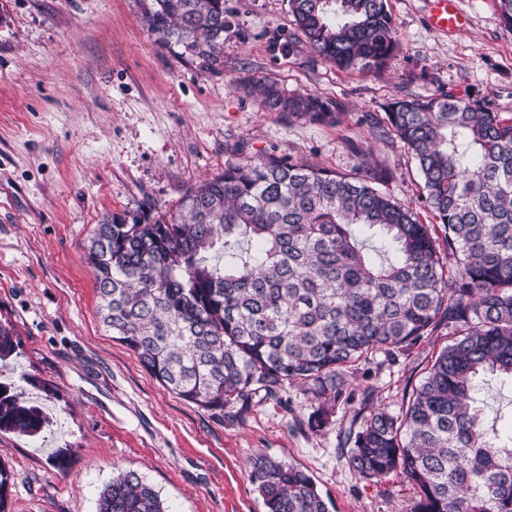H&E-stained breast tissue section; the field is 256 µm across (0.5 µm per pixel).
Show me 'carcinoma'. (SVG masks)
I'll list each match as a JSON object with an SVG mask.
<instances>
[{"instance_id":"1","label":"carcinoma","mask_w":512,"mask_h":512,"mask_svg":"<svg viewBox=\"0 0 512 512\" xmlns=\"http://www.w3.org/2000/svg\"><path fill=\"white\" fill-rule=\"evenodd\" d=\"M139 3L158 42L221 72L224 0ZM288 5L295 42L339 69L377 72L399 47L386 0ZM243 89L290 120L339 119V105L315 94L263 80ZM385 123L417 162L443 236L380 189L390 170L355 144L348 174L287 155L230 162L170 215L149 205L95 226L84 256L100 319L164 388L207 410L305 386L313 432L353 398L345 374L355 363L392 359L446 326L451 343L399 413L374 408L348 434L347 464L365 478L403 475L416 490L411 512H512V429L498 431L501 414L475 390L487 373L512 389V119L448 91L388 103ZM365 231L386 257L368 253ZM18 349L0 323V365ZM49 424L0 385V432L35 437ZM249 480L266 512H329L295 466L258 455ZM98 512L167 510L129 471L102 490Z\"/></svg>"}]
</instances>
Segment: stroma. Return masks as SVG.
Returning a JSON list of instances; mask_svg holds the SVG:
<instances>
[{
	"mask_svg": "<svg viewBox=\"0 0 512 512\" xmlns=\"http://www.w3.org/2000/svg\"><path fill=\"white\" fill-rule=\"evenodd\" d=\"M457 5L464 26L442 33L428 23L429 0H388L399 49L387 70L359 73L289 48L288 0H224V70L213 74L161 46L137 0H0V322L20 342L0 384L51 420L36 437L0 432V463L14 474L7 512H97L104 487L128 471L167 512H266L248 479L260 453L305 471L330 512H410L404 477L359 476L339 439L364 405L399 411L447 328L395 364L355 365V398L323 431L309 429L312 401L294 384L222 415L163 388L113 340L84 246L104 216L175 212L225 163L276 154L347 173L354 144L391 170L385 192L432 223L414 159L377 126L386 104L449 90L512 117V30L496 0ZM256 79L340 103L339 122L265 111L243 90Z\"/></svg>",
	"mask_w": 512,
	"mask_h": 512,
	"instance_id": "35a3bbf8",
	"label": "stroma"
}]
</instances>
